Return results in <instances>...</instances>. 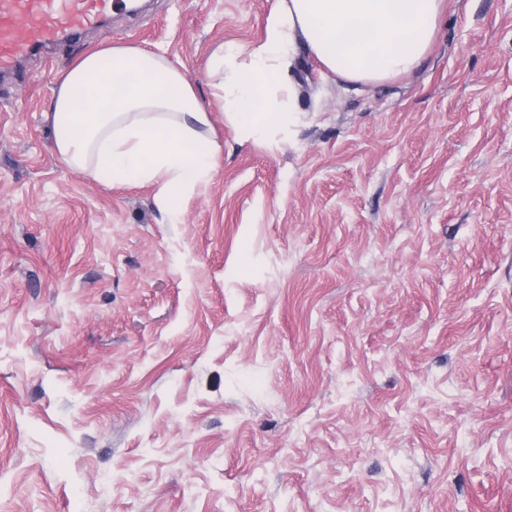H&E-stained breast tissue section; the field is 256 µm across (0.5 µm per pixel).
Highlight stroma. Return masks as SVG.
I'll return each instance as SVG.
<instances>
[{"mask_svg":"<svg viewBox=\"0 0 512 512\" xmlns=\"http://www.w3.org/2000/svg\"><path fill=\"white\" fill-rule=\"evenodd\" d=\"M377 85L298 49L292 140L210 63L278 0H122L0 72V512H512V0ZM164 54L222 146L178 219L68 166L89 52Z\"/></svg>","mask_w":512,"mask_h":512,"instance_id":"stroma-1","label":"stroma"}]
</instances>
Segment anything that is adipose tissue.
Instances as JSON below:
<instances>
[{"label":"adipose tissue","mask_w":512,"mask_h":512,"mask_svg":"<svg viewBox=\"0 0 512 512\" xmlns=\"http://www.w3.org/2000/svg\"><path fill=\"white\" fill-rule=\"evenodd\" d=\"M443 13L444 0H279L264 39L225 46L210 73L226 116L247 138L286 140L298 121V45L336 77L378 84L420 67ZM52 120L69 165L115 184H158V201L173 215L222 151L203 132L209 118L192 85L165 56L138 46L84 56L61 80Z\"/></svg>","instance_id":"1"}]
</instances>
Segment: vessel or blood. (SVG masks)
I'll list each match as a JSON object with an SVG mask.
<instances>
[{
  "label": "vessel or blood",
  "mask_w": 512,
  "mask_h": 512,
  "mask_svg": "<svg viewBox=\"0 0 512 512\" xmlns=\"http://www.w3.org/2000/svg\"><path fill=\"white\" fill-rule=\"evenodd\" d=\"M115 0H0V70L35 48L69 38L107 16Z\"/></svg>",
  "instance_id": "vessel-or-blood-1"
}]
</instances>
